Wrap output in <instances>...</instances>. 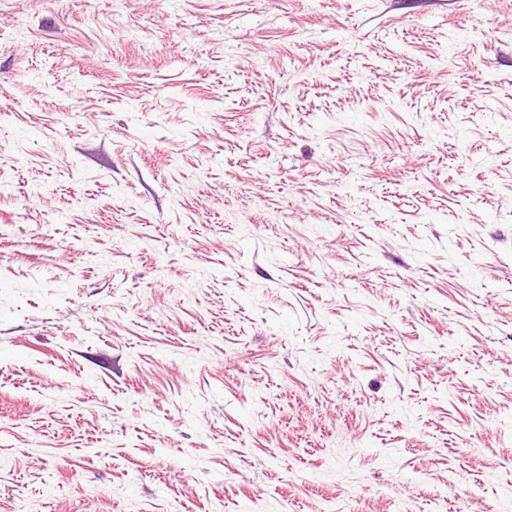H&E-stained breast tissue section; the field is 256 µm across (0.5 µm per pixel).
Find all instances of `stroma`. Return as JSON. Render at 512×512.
<instances>
[{"instance_id":"obj_1","label":"stroma","mask_w":512,"mask_h":512,"mask_svg":"<svg viewBox=\"0 0 512 512\" xmlns=\"http://www.w3.org/2000/svg\"><path fill=\"white\" fill-rule=\"evenodd\" d=\"M512 512V0H0V512Z\"/></svg>"}]
</instances>
